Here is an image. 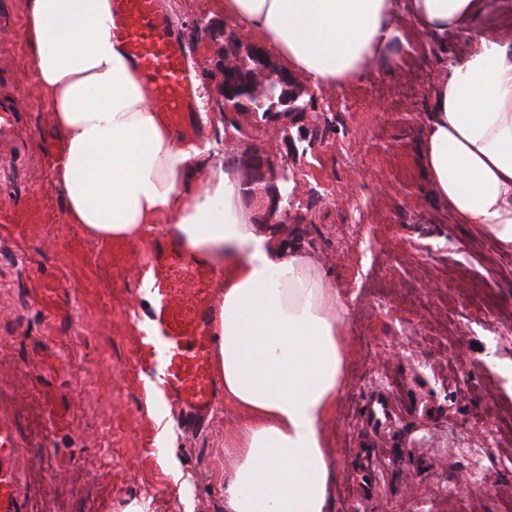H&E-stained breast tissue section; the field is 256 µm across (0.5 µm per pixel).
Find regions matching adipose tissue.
<instances>
[{
  "instance_id": "ef3b65f1",
  "label": "adipose tissue",
  "mask_w": 512,
  "mask_h": 512,
  "mask_svg": "<svg viewBox=\"0 0 512 512\" xmlns=\"http://www.w3.org/2000/svg\"><path fill=\"white\" fill-rule=\"evenodd\" d=\"M313 86L342 87L401 39L435 38L487 0H218ZM21 38L64 142L50 178L66 221L103 241L162 228L219 265L214 367L237 421L224 436V512H330L340 470L326 422L345 384V310L325 265L253 221L233 160L163 124L123 46L112 0H24ZM435 84L423 167L460 223L512 250V38L474 33Z\"/></svg>"
}]
</instances>
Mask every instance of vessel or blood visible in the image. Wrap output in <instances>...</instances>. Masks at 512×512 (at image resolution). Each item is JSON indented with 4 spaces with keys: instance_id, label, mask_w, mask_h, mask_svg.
Here are the masks:
<instances>
[{
    "instance_id": "1",
    "label": "vessel or blood",
    "mask_w": 512,
    "mask_h": 512,
    "mask_svg": "<svg viewBox=\"0 0 512 512\" xmlns=\"http://www.w3.org/2000/svg\"><path fill=\"white\" fill-rule=\"evenodd\" d=\"M112 36L135 63L154 112L167 125L193 132L194 73L186 41L173 27L162 0H112ZM213 268L179 248L152 242L139 268L147 298L136 327V365L156 382L180 413L185 429L203 425L224 389L213 370ZM0 425V512H24L21 456Z\"/></svg>"
}]
</instances>
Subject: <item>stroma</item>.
Segmentation results:
<instances>
[{
	"mask_svg": "<svg viewBox=\"0 0 512 512\" xmlns=\"http://www.w3.org/2000/svg\"><path fill=\"white\" fill-rule=\"evenodd\" d=\"M215 111L208 61L223 40L215 0H166ZM23 0H0V419L23 449L26 512H224L218 404L185 434L134 363L139 261L147 238L99 241L65 221L50 171L63 154L19 32ZM469 34L393 47L342 88H318L329 124L289 152L295 187L279 240L311 250L345 308L347 378L327 423L341 471L331 512H512V250L436 200L420 151L431 89ZM488 287L493 309L474 294ZM396 414L372 423L377 403ZM482 458L480 484L470 463Z\"/></svg>",
	"mask_w": 512,
	"mask_h": 512,
	"instance_id": "obj_1",
	"label": "stroma"
}]
</instances>
